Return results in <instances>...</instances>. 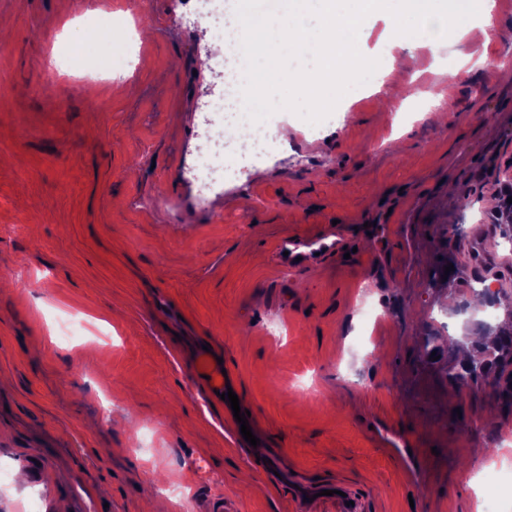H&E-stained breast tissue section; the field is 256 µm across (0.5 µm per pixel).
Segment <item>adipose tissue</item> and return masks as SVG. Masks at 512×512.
<instances>
[{
    "instance_id": "1",
    "label": "adipose tissue",
    "mask_w": 512,
    "mask_h": 512,
    "mask_svg": "<svg viewBox=\"0 0 512 512\" xmlns=\"http://www.w3.org/2000/svg\"><path fill=\"white\" fill-rule=\"evenodd\" d=\"M240 34L233 52L237 74L245 81L244 106L260 111L281 109L288 91L303 101L325 104L343 87L363 85L372 74L383 75L395 66L398 54L410 55L422 41L438 42L474 33L488 37L487 26L470 29L471 12L490 17L491 0H460L457 12L441 17L436 0H286L287 20L271 22L258 16L251 0H241ZM315 8L320 23L305 21L308 8ZM418 17L417 25L402 23L405 13ZM395 17L389 45L395 50L387 60L369 55L362 48L365 31L377 14ZM289 51L298 58L316 57L320 79L314 80L300 67H284L280 53Z\"/></svg>"
}]
</instances>
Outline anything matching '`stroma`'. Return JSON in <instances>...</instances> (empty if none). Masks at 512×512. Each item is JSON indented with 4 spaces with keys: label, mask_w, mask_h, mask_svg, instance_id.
<instances>
[{
    "label": "stroma",
    "mask_w": 512,
    "mask_h": 512,
    "mask_svg": "<svg viewBox=\"0 0 512 512\" xmlns=\"http://www.w3.org/2000/svg\"><path fill=\"white\" fill-rule=\"evenodd\" d=\"M188 11L0 0V512H299L258 466L268 453L357 512H480L467 479L512 464L490 438L512 434V407L496 382L452 376L480 323H512L457 312L478 267L512 297L488 205L512 179V0H494L488 40L422 47L381 90L292 105L295 138L203 203L190 169L224 62ZM108 14L153 36L67 99L50 56ZM334 227L333 254L281 257ZM367 292L379 317L364 326ZM68 314L86 325L71 345ZM205 345L259 445L194 375Z\"/></svg>",
    "instance_id": "stroma-1"
}]
</instances>
